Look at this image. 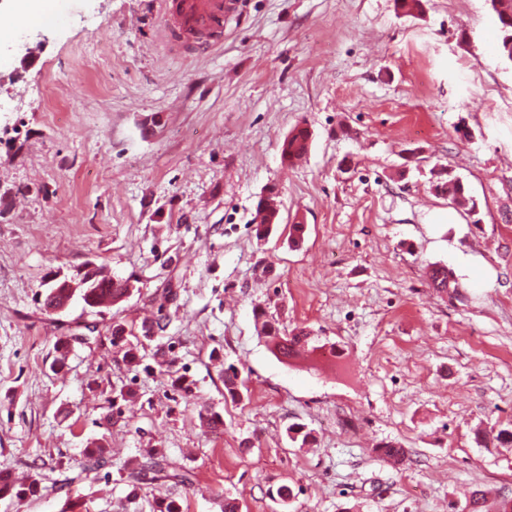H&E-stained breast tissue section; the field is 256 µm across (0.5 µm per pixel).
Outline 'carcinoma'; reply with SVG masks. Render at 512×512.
I'll return each mask as SVG.
<instances>
[{"instance_id": "carcinoma-1", "label": "carcinoma", "mask_w": 512, "mask_h": 512, "mask_svg": "<svg viewBox=\"0 0 512 512\" xmlns=\"http://www.w3.org/2000/svg\"><path fill=\"white\" fill-rule=\"evenodd\" d=\"M493 11L497 17L500 36L497 43V50L503 60L512 63V0H491ZM311 133L305 127H295L284 139L281 147V156L288 164L304 157L309 149ZM435 190L448 196L450 204L456 208H464L469 213L477 214L478 205L473 197L466 194L462 182L458 179L444 181L437 179ZM262 214L261 223L257 227V235H266L274 224L278 223L279 215L275 211L265 207H259ZM427 277L430 285L436 290L450 296L460 295V284L453 272L447 266L433 264L427 269ZM73 279L68 277L51 279L48 282L49 292L44 301L46 309L61 311L67 307L74 296H79L84 305L88 308H101L114 305L129 297L134 290V284L128 278H114L95 271L88 272L79 278L83 287L75 290L71 288ZM256 317L262 320V333L272 345V351L276 357L293 359L303 353L307 354L317 350L311 345L314 338L311 332L305 328H296L284 335L275 323L266 319L264 311L256 312ZM130 331L126 326L115 321L112 323L111 342L112 346L123 351V357L127 364L135 366L139 362L135 349L128 342L127 336ZM239 372L233 365L224 368V388L233 398L240 397ZM111 449L102 442L93 443V447L85 453V469L98 470L110 462ZM163 474L168 478L176 480L180 484L190 482L189 477L173 470L172 462L166 454L152 449L147 451L144 460L136 462L128 473L131 483L136 488H141L153 483L158 475ZM40 491V483L36 480L28 484H17L9 491H0L1 495H10L18 500L33 496ZM462 512H512V498H502L495 502L494 510L487 509V499L483 492L475 490L472 492Z\"/></svg>"}]
</instances>
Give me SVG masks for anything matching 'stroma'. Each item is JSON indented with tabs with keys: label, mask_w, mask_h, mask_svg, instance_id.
Wrapping results in <instances>:
<instances>
[{
	"label": "stroma",
	"mask_w": 512,
	"mask_h": 512,
	"mask_svg": "<svg viewBox=\"0 0 512 512\" xmlns=\"http://www.w3.org/2000/svg\"><path fill=\"white\" fill-rule=\"evenodd\" d=\"M0 19V470L39 495L0 512H460L512 498V64L490 0H243L223 42L177 49L161 0H58ZM311 133L287 166L281 144ZM461 179L470 216L433 189ZM277 185L280 222L256 237ZM306 226L289 247V226ZM442 263L458 298L426 276ZM122 302L59 314L39 296L96 268ZM481 277H474V270ZM175 297L153 339L155 299ZM308 327L342 358L278 359L254 318ZM134 328L129 366L110 326ZM72 343L64 368L56 342ZM235 365L242 396L227 397ZM223 427H207L209 413ZM305 425L313 441H291ZM105 442L112 462L84 467ZM408 452L392 467L372 450ZM156 449L189 474L133 491ZM293 492L290 504L276 497ZM15 12L36 24L52 23L58 5L54 0H14ZM311 133L305 127H295L284 139L281 147V156L288 165L304 157L309 149Z\"/></svg>",
	"instance_id": "obj_1"
}]
</instances>
